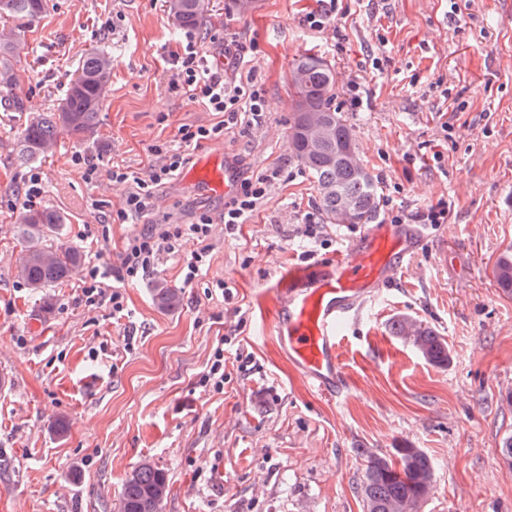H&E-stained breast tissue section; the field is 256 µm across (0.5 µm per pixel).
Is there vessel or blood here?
I'll list each match as a JSON object with an SVG mask.
<instances>
[{"label":"vessel or blood","mask_w":512,"mask_h":512,"mask_svg":"<svg viewBox=\"0 0 512 512\" xmlns=\"http://www.w3.org/2000/svg\"><path fill=\"white\" fill-rule=\"evenodd\" d=\"M190 179L206 190L231 189L225 170L201 161ZM424 233L405 224L370 225L363 236L336 255L318 279L278 297L277 340L302 379L317 393L341 397L344 375L338 357L343 327L366 311L377 288L404 270L420 249Z\"/></svg>","instance_id":"obj_1"}]
</instances>
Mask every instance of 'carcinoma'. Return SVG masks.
I'll return each instance as SVG.
<instances>
[{
  "label": "carcinoma",
  "mask_w": 512,
  "mask_h": 512,
  "mask_svg": "<svg viewBox=\"0 0 512 512\" xmlns=\"http://www.w3.org/2000/svg\"><path fill=\"white\" fill-rule=\"evenodd\" d=\"M208 7L209 0H169V12L184 27L197 26ZM44 9V0H0V18L18 23L35 20ZM28 55L29 46L19 33L0 30V105L10 112L27 111L21 96L26 72L21 62ZM111 78L112 57L97 49L88 51L59 108L25 123L18 161L27 164L46 159L55 154L63 136L93 132ZM288 81L295 100L288 153L312 178L323 220L328 224L372 223L380 204L378 186L360 159L352 127L333 106L334 71L322 55L307 52L292 63ZM21 220L28 245L16 266V277L23 285L40 292L72 277L82 264L80 251L44 243L65 217L49 208L28 209L22 211ZM492 275L497 288L511 297V248L500 254ZM179 300L174 288L154 289V302L161 310L176 307ZM390 330L429 364L448 366V342L421 320L401 314L392 319ZM433 487L434 467L423 449L404 445L393 449L391 457L365 452L363 480L357 488L364 512H421ZM169 491L166 472L144 460L122 483L119 512H158Z\"/></svg>",
  "instance_id": "1"
}]
</instances>
